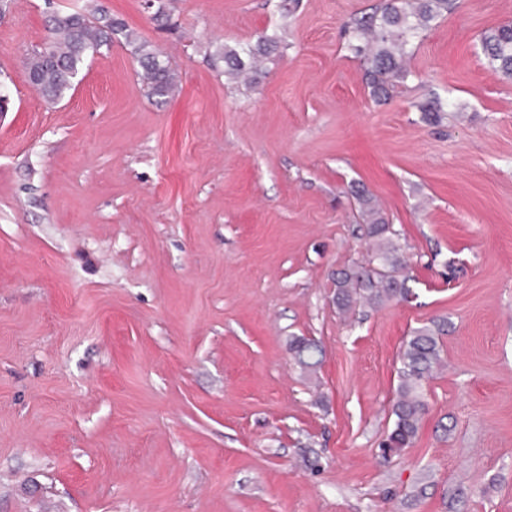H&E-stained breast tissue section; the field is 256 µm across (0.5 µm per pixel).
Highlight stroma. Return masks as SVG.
<instances>
[{"mask_svg": "<svg viewBox=\"0 0 512 512\" xmlns=\"http://www.w3.org/2000/svg\"><path fill=\"white\" fill-rule=\"evenodd\" d=\"M168 57L148 98L129 46L51 104L23 60L86 3ZM379 0H13L0 18V512H512V80L463 0L376 104L342 26ZM280 42L256 82L216 52ZM450 102L441 124L416 105ZM410 259L407 300L340 314L362 261L355 191ZM444 319L414 444L383 456L405 336ZM324 351L303 370L289 343Z\"/></svg>", "mask_w": 512, "mask_h": 512, "instance_id": "stroma-1", "label": "stroma"}]
</instances>
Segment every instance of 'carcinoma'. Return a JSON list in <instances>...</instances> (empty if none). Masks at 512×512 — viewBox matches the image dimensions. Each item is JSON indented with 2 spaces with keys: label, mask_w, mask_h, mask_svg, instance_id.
Here are the masks:
<instances>
[{
  "label": "carcinoma",
  "mask_w": 512,
  "mask_h": 512,
  "mask_svg": "<svg viewBox=\"0 0 512 512\" xmlns=\"http://www.w3.org/2000/svg\"><path fill=\"white\" fill-rule=\"evenodd\" d=\"M461 0H383L370 12L352 15L343 24L345 47L364 67L370 94L379 102L394 98L398 88L413 76L408 66L409 46L425 38L434 24L454 13ZM132 47L140 70L138 77L151 98L161 102L179 90L176 75L158 49L133 30L90 5L81 12L62 11L48 20L45 46L26 56V71L36 79L38 90L57 103L75 89L87 57L109 48L114 41ZM481 50L491 68L512 77V23L482 33ZM278 46V37L262 34L253 43L224 47L217 57L224 62V74L231 80L254 83L259 60ZM422 119L438 124L447 112L438 97L417 104ZM363 222L367 224V259L336 277V305L348 309L363 302L382 306L408 297V263L398 242L399 234L383 217L372 196L355 193ZM372 263L382 271L364 272ZM448 332L446 321H431L413 329L402 341L398 359V384L392 405L393 426L383 446L398 452L410 447L418 436L426 414L423 387L444 367L442 336ZM317 344L296 337L290 351L306 369H314L313 348Z\"/></svg>",
  "instance_id": "carcinoma-1"
}]
</instances>
